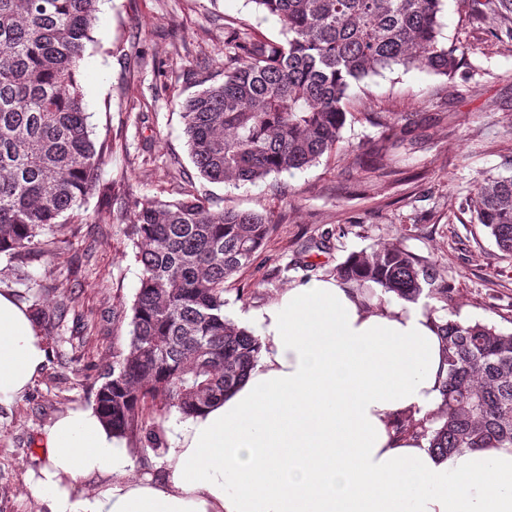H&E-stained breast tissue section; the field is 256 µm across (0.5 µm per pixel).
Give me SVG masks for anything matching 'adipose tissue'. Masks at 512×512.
<instances>
[{
  "label": "adipose tissue",
  "mask_w": 512,
  "mask_h": 512,
  "mask_svg": "<svg viewBox=\"0 0 512 512\" xmlns=\"http://www.w3.org/2000/svg\"><path fill=\"white\" fill-rule=\"evenodd\" d=\"M240 322L257 331V361L177 429L165 480L132 479L124 441L94 410H70L30 484L47 512H512V447L441 459L396 426L441 403L446 350L422 305L313 279ZM44 360L29 312L1 288L0 405ZM98 473L111 482L78 494Z\"/></svg>",
  "instance_id": "obj_1"
}]
</instances>
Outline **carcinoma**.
<instances>
[{
	"label": "carcinoma",
	"instance_id": "obj_1",
	"mask_svg": "<svg viewBox=\"0 0 512 512\" xmlns=\"http://www.w3.org/2000/svg\"><path fill=\"white\" fill-rule=\"evenodd\" d=\"M277 18L285 42L242 27L224 81L182 104L192 161L210 182L258 183L308 167L336 149L349 89L395 66L452 77L457 48L440 43L443 0H251ZM98 0H0V253L49 257L72 234L68 219L96 193L104 144L92 138L77 62L92 40ZM509 24L512 0L484 8ZM512 258V175L478 182L470 203ZM274 223L266 211L211 209L181 197L134 201L125 225L140 287L127 353L99 374L95 410L129 447L160 448L149 414L187 419L247 376L259 340L224 314V284L252 264ZM336 279L378 286L406 302H443L448 369L428 448L512 446V332L461 321L436 265L402 242L350 254Z\"/></svg>",
	"mask_w": 512,
	"mask_h": 512
}]
</instances>
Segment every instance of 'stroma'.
Masks as SVG:
<instances>
[{
    "mask_svg": "<svg viewBox=\"0 0 512 512\" xmlns=\"http://www.w3.org/2000/svg\"><path fill=\"white\" fill-rule=\"evenodd\" d=\"M475 9L474 0H443L440 40L461 58L453 77L400 66L368 77L350 91L335 151L232 185L198 177L181 105L223 81L235 29L280 42V23L250 0H101L76 78L95 139L107 146L99 177L117 202L89 196L86 222H73L51 257L0 254V286L45 313L36 328L46 348L32 385L0 406V512H41L30 491L45 462L41 435L62 412L94 407L99 372L128 350L141 267L119 212L133 198L174 200L191 184L212 209L271 212L275 228L253 263L224 285L231 320L295 283L334 276L351 253L400 240L442 269L459 320L512 330V258L469 208L480 179L512 174V33ZM27 277L67 286L64 322L54 318L55 294L26 287ZM150 422L163 446L133 452L132 474L158 479L182 418Z\"/></svg>",
    "mask_w": 512,
    "mask_h": 512,
    "instance_id": "1",
    "label": "stroma"
}]
</instances>
